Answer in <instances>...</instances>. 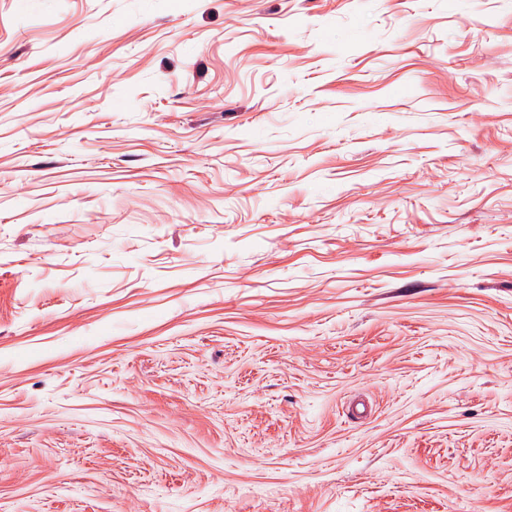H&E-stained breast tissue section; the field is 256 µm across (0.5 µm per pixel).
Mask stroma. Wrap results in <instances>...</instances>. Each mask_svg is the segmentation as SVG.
<instances>
[{"instance_id": "1", "label": "stroma", "mask_w": 512, "mask_h": 512, "mask_svg": "<svg viewBox=\"0 0 512 512\" xmlns=\"http://www.w3.org/2000/svg\"><path fill=\"white\" fill-rule=\"evenodd\" d=\"M0 512H512V0H0Z\"/></svg>"}]
</instances>
